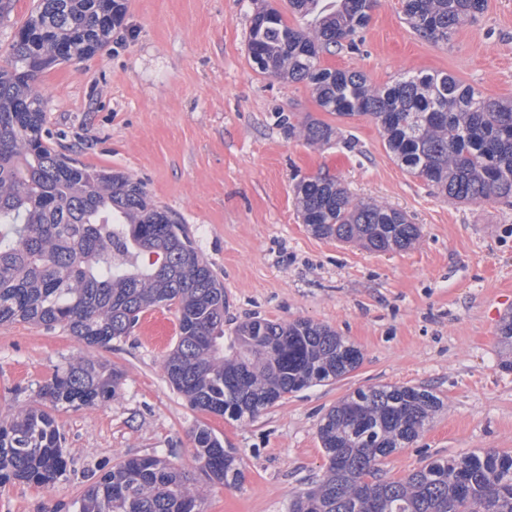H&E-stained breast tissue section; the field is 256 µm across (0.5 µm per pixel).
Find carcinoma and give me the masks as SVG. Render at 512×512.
Listing matches in <instances>:
<instances>
[{
  "label": "carcinoma",
  "instance_id": "carcinoma-1",
  "mask_svg": "<svg viewBox=\"0 0 512 512\" xmlns=\"http://www.w3.org/2000/svg\"><path fill=\"white\" fill-rule=\"evenodd\" d=\"M412 29L448 43L487 0H401ZM377 0H289L312 20L292 26L254 16L246 51L252 68L308 84L336 117L366 115L386 151L446 197L512 206V97L492 98L447 73L406 71L374 85L357 70L320 65L323 52L366 27ZM125 0H36L0 66V325L34 323L70 332L88 349L132 333L141 315L175 307L178 341L164 373L191 407L240 421L285 396L355 371L360 350L308 320L255 319L237 327L224 352V285L182 224L145 186L56 152L45 128L48 98L38 75L94 56L121 26ZM288 136L328 143L335 127L288 120ZM303 222L317 236L360 241L376 252L405 250L421 229L403 211L354 200L332 178L296 185ZM122 373L92 355L57 369L29 401L0 418V482L50 488L67 468L54 412L115 398ZM443 400L425 387L358 389L321 419L327 461L319 484L288 512H512V455L497 451L437 459L407 476L383 477L384 461L413 443ZM195 462L209 481H244L236 450L206 425L194 430ZM74 512H202L182 472L158 456L131 457L89 484Z\"/></svg>",
  "mask_w": 512,
  "mask_h": 512
}]
</instances>
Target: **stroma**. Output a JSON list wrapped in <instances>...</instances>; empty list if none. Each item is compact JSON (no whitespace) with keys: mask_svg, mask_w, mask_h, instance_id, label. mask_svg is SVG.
Masks as SVG:
<instances>
[{"mask_svg":"<svg viewBox=\"0 0 512 512\" xmlns=\"http://www.w3.org/2000/svg\"><path fill=\"white\" fill-rule=\"evenodd\" d=\"M266 2L291 17L288 0H127L101 52L42 73L45 127L55 150L142 182L186 226L224 284L225 343L251 318L305 319L356 345L361 365L254 419L211 416L193 410L164 373L178 339L175 308L147 311L130 336L94 352L122 371L118 396L57 413L66 472L48 489L1 484L0 512H68L89 472L153 455L181 469L204 512H288L291 493L325 470L321 418L375 385L428 387L444 401L425 432L386 459V478L472 451L512 453V370L501 366L512 352L497 339L512 313V207L444 197L388 155L366 116L326 117L335 143L289 137L283 117L322 114L307 84L250 66L251 18ZM358 38V49H333L323 65L362 71L377 85L406 71L445 72L485 95L512 96V0H488L446 45L421 39L401 0H379ZM325 174L354 197L405 212L421 227L419 241L384 254L313 234L295 187ZM84 352L60 328L0 326V416ZM200 423L237 449L239 487L210 483L196 468Z\"/></svg>","mask_w":512,"mask_h":512,"instance_id":"stroma-1","label":"stroma"}]
</instances>
